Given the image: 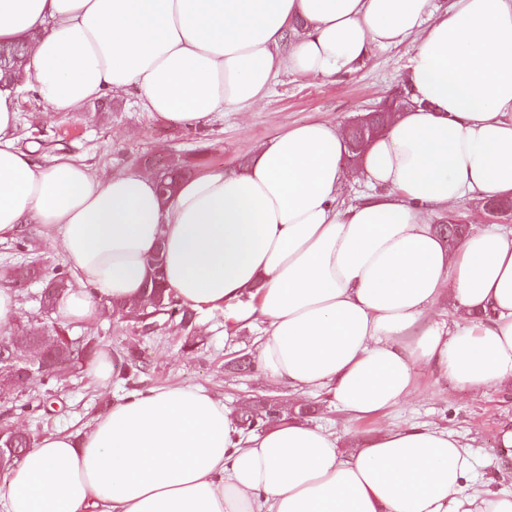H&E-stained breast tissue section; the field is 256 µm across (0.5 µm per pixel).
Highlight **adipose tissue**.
Wrapping results in <instances>:
<instances>
[{"label":"adipose tissue","instance_id":"ef3b65f1","mask_svg":"<svg viewBox=\"0 0 512 512\" xmlns=\"http://www.w3.org/2000/svg\"><path fill=\"white\" fill-rule=\"evenodd\" d=\"M28 47L26 84L54 111L138 87L146 110L198 125L260 102L288 70L350 73L373 48L412 43L414 108L352 167L343 128L289 127L244 172L99 179L37 161L12 136L0 89V240L61 233L79 287L61 322L140 302L155 253L182 306L263 324L261 376L292 403L323 391L349 418L409 400L423 372L479 393L512 383V230L449 248L430 218L469 193L512 198V0H0V43ZM363 182L359 204L337 202ZM452 295L460 322L435 320ZM474 459L447 430H377L346 455L330 428L247 432L206 390L174 385L113 403L80 435L48 434L8 468L0 512H512V491L468 489ZM183 171L180 163L175 165H166L157 174V183L159 188V194L162 197H168L174 193L175 189L178 188L179 183L183 179Z\"/></svg>","mask_w":512,"mask_h":512}]
</instances>
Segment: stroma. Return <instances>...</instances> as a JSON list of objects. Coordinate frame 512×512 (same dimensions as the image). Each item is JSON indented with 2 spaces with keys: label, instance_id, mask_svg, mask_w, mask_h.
I'll list each match as a JSON object with an SVG mask.
<instances>
[{
  "label": "stroma",
  "instance_id": "1",
  "mask_svg": "<svg viewBox=\"0 0 512 512\" xmlns=\"http://www.w3.org/2000/svg\"><path fill=\"white\" fill-rule=\"evenodd\" d=\"M412 55L408 44L377 49L358 70L343 77L307 79L281 71L258 104L240 112L214 113L197 127L148 112L135 87L65 114L47 109L33 91L20 86L16 89L19 121L13 137L21 149L35 150L37 158H72L101 178L127 170L154 173L173 160L187 164L195 177L216 168L237 172L252 158L257 144L287 127L310 121L344 127L374 109L401 86ZM31 260L48 273L64 265L60 232L30 224L17 237L0 241V288L8 285L3 271ZM64 331L93 337L98 348L124 358L136 352L142 364L135 367L124 362L105 387L96 385L83 370L49 388L41 379H33L9 398L0 397V424L39 436L74 433L86 429L119 398L174 384L203 388L232 409L258 397L282 399L288 394L287 387L261 378L256 371H231L238 356L253 352L261 328L229 320L220 310L196 313L185 333L161 319L146 331L107 314L89 323L66 324ZM307 401L318 408L309 416V424L334 430L343 453L367 448L382 426L439 427L471 447V484L491 490L512 486L503 477L512 470V447L498 442L501 430L512 426L511 384L471 393L426 371L412 399L360 420L330 406L323 393H309Z\"/></svg>",
  "mask_w": 512,
  "mask_h": 512
}]
</instances>
